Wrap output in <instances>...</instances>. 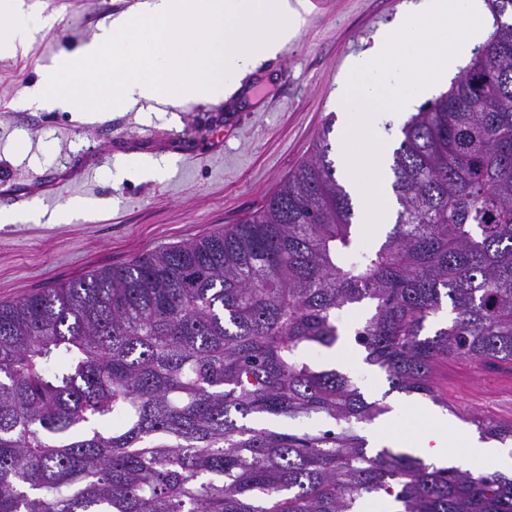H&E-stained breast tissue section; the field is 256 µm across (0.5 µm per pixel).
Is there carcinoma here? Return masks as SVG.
I'll return each mask as SVG.
<instances>
[{"label": "carcinoma", "mask_w": 512, "mask_h": 512, "mask_svg": "<svg viewBox=\"0 0 512 512\" xmlns=\"http://www.w3.org/2000/svg\"><path fill=\"white\" fill-rule=\"evenodd\" d=\"M490 2L487 43L401 128L372 249L328 125L233 228L0 303V512H512L498 471L368 453L359 424L388 407L308 361L366 306L354 341L392 391L446 408L440 362L512 368V0ZM313 417L334 427L261 426Z\"/></svg>", "instance_id": "obj_1"}]
</instances>
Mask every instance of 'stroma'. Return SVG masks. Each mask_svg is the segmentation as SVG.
Masks as SVG:
<instances>
[{
  "label": "stroma",
  "mask_w": 512,
  "mask_h": 512,
  "mask_svg": "<svg viewBox=\"0 0 512 512\" xmlns=\"http://www.w3.org/2000/svg\"><path fill=\"white\" fill-rule=\"evenodd\" d=\"M48 26L12 56L0 58V212L33 207L50 214L85 204L67 224L0 223V302L102 267H121L155 249L230 228L264 205L327 136L339 158L334 93L350 59L367 53L391 27L404 0H310L300 36L263 63L239 95L175 108L143 103L95 121L79 111L44 109L31 99L43 68L78 50L112 17L139 0H28ZM344 177V166L336 168ZM358 309L337 311L341 333L315 362L346 373L367 400L388 382L366 362L351 333ZM468 362L448 365L440 393L447 406L412 395L411 411L388 427L361 424L369 452L447 427L451 440L475 433L472 416L512 422V371L485 370L468 380Z\"/></svg>",
  "instance_id": "35a3bbf8"
}]
</instances>
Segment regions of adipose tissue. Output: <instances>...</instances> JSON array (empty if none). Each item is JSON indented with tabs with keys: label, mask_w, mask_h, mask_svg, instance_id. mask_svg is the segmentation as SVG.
<instances>
[{
	"label": "adipose tissue",
	"mask_w": 512,
	"mask_h": 512,
	"mask_svg": "<svg viewBox=\"0 0 512 512\" xmlns=\"http://www.w3.org/2000/svg\"><path fill=\"white\" fill-rule=\"evenodd\" d=\"M306 0H140L76 54L45 70L33 97L49 109L123 110L226 101L301 30ZM41 23L26 0H0V56L33 40Z\"/></svg>",
	"instance_id": "obj_1"
}]
</instances>
